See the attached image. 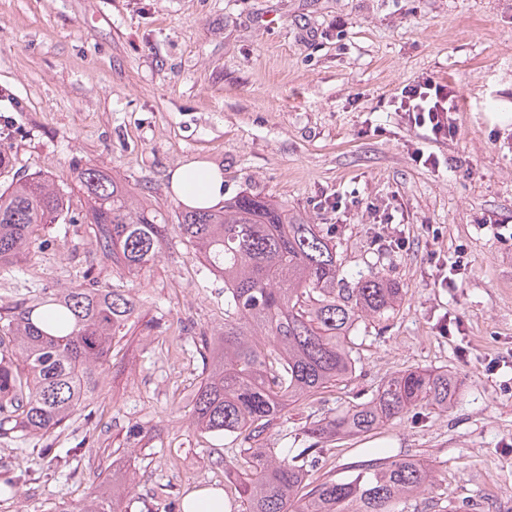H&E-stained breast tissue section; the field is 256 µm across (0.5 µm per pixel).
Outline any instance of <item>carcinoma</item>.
I'll use <instances>...</instances> for the list:
<instances>
[{
    "label": "carcinoma",
    "instance_id": "1",
    "mask_svg": "<svg viewBox=\"0 0 512 512\" xmlns=\"http://www.w3.org/2000/svg\"><path fill=\"white\" fill-rule=\"evenodd\" d=\"M93 206L97 248L129 273L159 257L168 224L162 213L135 207L119 181L93 165L76 168ZM70 192L38 174L19 175L0 151V268L44 248L38 232L78 222ZM177 229L207 269L224 278V331L213 367L191 395L201 430L232 438L250 467L224 457V476L245 512H399L432 484L418 460L376 458L345 479H309L319 444L361 434L417 409H446L457 380L446 370L409 369L387 379L373 397L311 423L310 446L282 456L270 426L289 406L321 394L355 373L358 322L383 318L400 299L397 285L367 270L350 272L329 232L258 194H243L216 211L192 208ZM133 298L94 279L78 288H45L36 299L0 312V438L50 437L93 395L112 342L135 327Z\"/></svg>",
    "mask_w": 512,
    "mask_h": 512
}]
</instances>
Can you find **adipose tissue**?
Instances as JSON below:
<instances>
[{"label":"adipose tissue","instance_id":"obj_1","mask_svg":"<svg viewBox=\"0 0 512 512\" xmlns=\"http://www.w3.org/2000/svg\"><path fill=\"white\" fill-rule=\"evenodd\" d=\"M170 189L182 204L193 208L220 205L227 193L223 170L199 160L185 162L173 170Z\"/></svg>","mask_w":512,"mask_h":512}]
</instances>
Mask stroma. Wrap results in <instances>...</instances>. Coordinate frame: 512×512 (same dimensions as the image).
<instances>
[{
  "mask_svg": "<svg viewBox=\"0 0 512 512\" xmlns=\"http://www.w3.org/2000/svg\"><path fill=\"white\" fill-rule=\"evenodd\" d=\"M421 75L456 92L454 138L394 110ZM0 150L76 200L77 165H95L172 224L183 206L169 173L203 160L229 197L330 228L347 270L373 267L401 298L359 324L351 379L274 420L276 447H307L311 422L399 372L442 368L458 378L448 410L331 438L318 475L408 455L439 481L404 512H512V0H0ZM44 235L35 259L0 271V308L89 273L131 295L144 323L55 434L65 459L0 441L20 478L0 512H80L116 478L117 512H171L203 486L243 512L228 443L197 429L188 400L207 362L192 339L224 327L223 278L174 231L135 274L96 250L90 225Z\"/></svg>",
  "mask_w": 512,
  "mask_h": 512,
  "instance_id": "35a3bbf8",
  "label": "stroma"
}]
</instances>
